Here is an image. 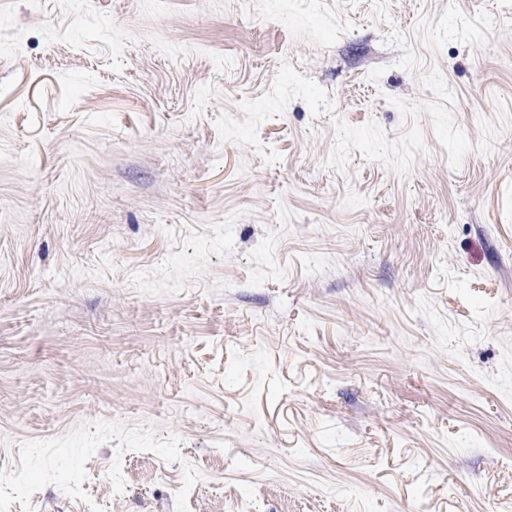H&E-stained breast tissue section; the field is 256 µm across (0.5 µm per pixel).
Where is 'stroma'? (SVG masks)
Returning <instances> with one entry per match:
<instances>
[{"label":"stroma","mask_w":512,"mask_h":512,"mask_svg":"<svg viewBox=\"0 0 512 512\" xmlns=\"http://www.w3.org/2000/svg\"><path fill=\"white\" fill-rule=\"evenodd\" d=\"M9 512H512V0H0Z\"/></svg>","instance_id":"stroma-1"}]
</instances>
